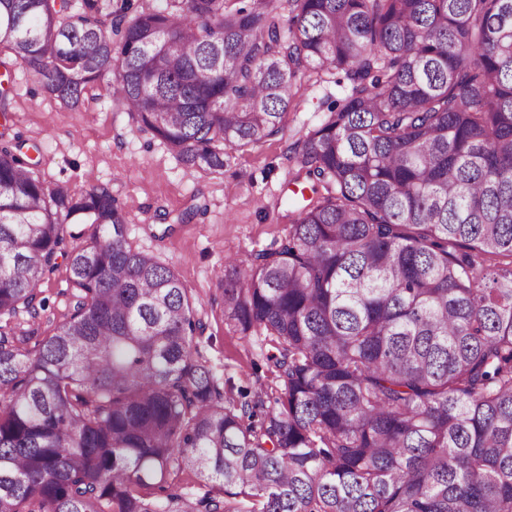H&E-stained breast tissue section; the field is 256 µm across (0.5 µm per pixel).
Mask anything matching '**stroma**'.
<instances>
[{"label":"stroma","mask_w":512,"mask_h":512,"mask_svg":"<svg viewBox=\"0 0 512 512\" xmlns=\"http://www.w3.org/2000/svg\"><path fill=\"white\" fill-rule=\"evenodd\" d=\"M14 83L9 134L25 148H37L41 176L77 193L108 188L127 216L133 244L172 266L199 299L205 328L193 345L225 388L251 397L272 386L265 337L241 340L210 298L225 253L245 262L286 239L296 143L321 124L327 102L344 97L345 84L331 78L303 83L283 130L262 146L229 151L223 175L212 177L179 164L151 133L133 130L118 85L89 88L91 102L82 110L47 97L24 68H15ZM41 291L47 304L34 322L33 346L74 304L65 269L51 274Z\"/></svg>","instance_id":"obj_1"}]
</instances>
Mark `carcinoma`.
Instances as JSON below:
<instances>
[{"mask_svg":"<svg viewBox=\"0 0 512 512\" xmlns=\"http://www.w3.org/2000/svg\"><path fill=\"white\" fill-rule=\"evenodd\" d=\"M2 52L1 101L18 65L71 109L114 79L210 175L298 83L346 94L297 143L288 238L217 280L267 403L193 351L198 301L112 193L0 133V512H512V0H0ZM60 258L76 301L30 350L11 320Z\"/></svg>","mask_w":512,"mask_h":512,"instance_id":"carcinoma-1","label":"carcinoma"}]
</instances>
